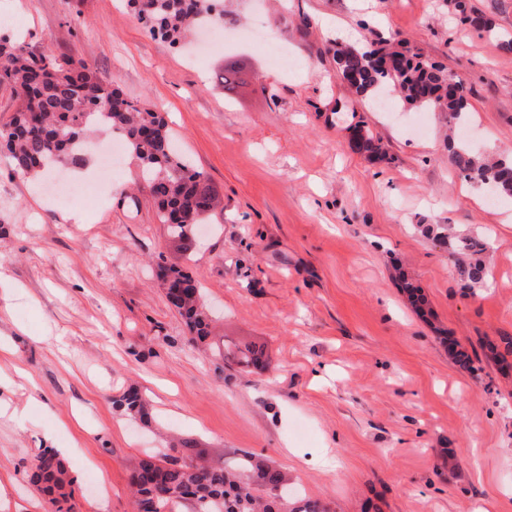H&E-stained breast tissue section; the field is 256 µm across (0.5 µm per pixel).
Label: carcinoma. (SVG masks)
Returning a JSON list of instances; mask_svg holds the SVG:
<instances>
[{"instance_id":"cac0c4a2","label":"carcinoma","mask_w":512,"mask_h":512,"mask_svg":"<svg viewBox=\"0 0 512 512\" xmlns=\"http://www.w3.org/2000/svg\"><path fill=\"white\" fill-rule=\"evenodd\" d=\"M149 30L175 43L192 24L206 21L224 26V10L214 11L213 0H133ZM455 9L469 23L493 30V20L474 14L467 0H454ZM336 72L356 95L374 98L388 88L409 105L444 113L448 126L457 125L469 111L467 93L456 92L455 79L439 67L425 65L418 55L385 46L341 45L335 51ZM0 86L9 88L18 105L0 123V149L7 152L17 173L43 176L59 166L79 167L85 161L86 140L96 129L124 135L157 204L160 221L168 226L175 253L189 260L197 250V225L204 223L220 201L202 172L177 151L165 117L141 108L113 87L86 62L35 54L0 37ZM353 150L374 162H391L380 138L370 129L354 140ZM452 164L465 179L495 196L512 197V160L490 158L472 146L448 139ZM438 241H450L459 255L455 266L463 288L484 285L488 273L481 255L489 247L480 234L448 236L427 228ZM158 278L168 304L184 319L189 333L201 342L211 335L199 283L176 264L159 267ZM499 363L512 356V335L489 345ZM213 354L231 358L243 368L260 369L265 351L247 344L229 352L216 346ZM460 367L477 371L468 350L455 343L450 350ZM131 419L148 420L145 402L131 388L115 400ZM29 483L50 496L55 512H73L71 484L57 451L43 448L28 472ZM287 477L263 457L248 451L231 464L209 461L191 439L173 438L166 451L149 455L131 469L129 486L143 512H174L187 505L191 512H324L320 504L302 496H288L286 504L274 491Z\"/></svg>"}]
</instances>
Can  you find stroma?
<instances>
[{"mask_svg":"<svg viewBox=\"0 0 512 512\" xmlns=\"http://www.w3.org/2000/svg\"><path fill=\"white\" fill-rule=\"evenodd\" d=\"M469 3L493 31L453 0H224L241 39L191 62L196 33L151 36L127 0H0L26 50L82 59L166 113L224 199L186 264L215 340L256 341L269 358L253 373L223 362L168 306L156 272L176 256L131 154L70 210L49 177L0 154V512H49L27 480L44 448L68 449L80 512H133L129 470L170 431L216 458L268 457L329 512H512V369L486 356L512 334V198L488 204L457 175L442 113L377 109L333 61L340 43L418 50L470 88L468 138L512 157V0ZM228 59L248 70L231 97L216 79ZM359 120L392 163L350 149ZM424 224L489 237L484 288L462 289ZM401 274L430 317L407 304ZM452 340L476 352V372L453 361ZM131 387L150 424L115 408Z\"/></svg>","mask_w":512,"mask_h":512,"instance_id":"1","label":"stroma"}]
</instances>
